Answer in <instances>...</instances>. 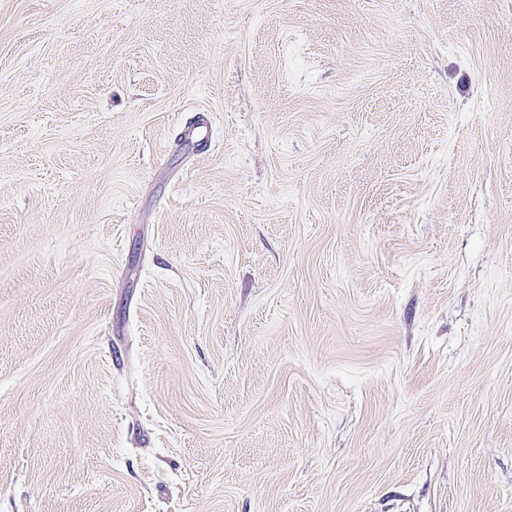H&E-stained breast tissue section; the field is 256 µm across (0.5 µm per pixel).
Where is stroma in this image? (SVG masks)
I'll use <instances>...</instances> for the list:
<instances>
[{"label":"stroma","mask_w":512,"mask_h":512,"mask_svg":"<svg viewBox=\"0 0 512 512\" xmlns=\"http://www.w3.org/2000/svg\"><path fill=\"white\" fill-rule=\"evenodd\" d=\"M0 512H512V0H0Z\"/></svg>","instance_id":"stroma-1"}]
</instances>
